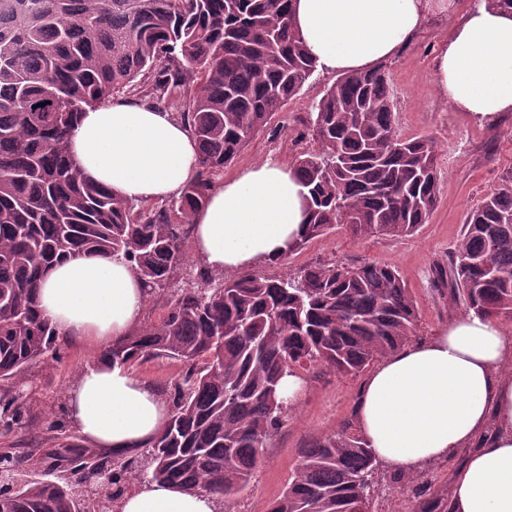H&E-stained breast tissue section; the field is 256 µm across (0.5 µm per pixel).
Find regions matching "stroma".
<instances>
[{"label":"stroma","mask_w":512,"mask_h":512,"mask_svg":"<svg viewBox=\"0 0 512 512\" xmlns=\"http://www.w3.org/2000/svg\"><path fill=\"white\" fill-rule=\"evenodd\" d=\"M447 2V7H432L417 37L384 64L390 77L399 135L427 138L437 154L443 189L428 224L402 238H358L346 226L339 225L285 260L255 268L256 273L279 277L318 262L373 261L395 266L418 309L414 331L418 339L435 335L452 317L465 313L464 304H449L447 294L439 291L434 267L447 263L468 214L503 176L512 173V112L482 121L471 113L455 111L437 90L433 77L435 56L471 0ZM336 80V74L315 71L299 97L225 167V177H233L270 154L291 164L302 152L313 150V142L301 136L302 121L309 106ZM95 353L94 345L69 343L61 362L41 361L30 366L21 391L32 413L40 416L66 402L75 390L80 368ZM362 381L359 374L317 369L303 372L302 391L281 428L268 441L248 488L236 502L237 512H262L268 501L283 492L295 466L297 448L311 437L334 432L351 415ZM467 455V449L462 448L450 460L424 466L415 471L414 482L408 484L401 480L398 470L378 465L368 512H412L418 499L452 486Z\"/></svg>","instance_id":"stroma-1"}]
</instances>
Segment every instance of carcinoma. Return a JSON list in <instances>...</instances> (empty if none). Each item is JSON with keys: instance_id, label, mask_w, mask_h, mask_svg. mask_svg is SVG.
<instances>
[{"instance_id": "obj_1", "label": "carcinoma", "mask_w": 512, "mask_h": 512, "mask_svg": "<svg viewBox=\"0 0 512 512\" xmlns=\"http://www.w3.org/2000/svg\"><path fill=\"white\" fill-rule=\"evenodd\" d=\"M316 62L295 32L291 0H0V420L36 421L15 391L24 371L62 361L59 333L38 291L56 261L123 255L151 292L174 288L165 313L106 352L135 367L166 358L186 370L165 389L171 407L146 463L115 459L75 436L62 415L35 455L0 450V512H107L131 480L200 490L235 512L267 440L288 409L286 376L363 372L409 342L416 304L385 264L326 263L297 273L225 280L202 270L180 281L189 226L215 179L297 99ZM186 93L176 118L198 146L199 175L170 204L147 206L89 181L69 153L79 115L119 93L149 104ZM318 149L294 166L307 188L304 235L293 253L336 224L356 237H404L427 223L442 188L432 142L396 130L381 67L345 74L303 120ZM450 302L512 318V174L468 217L448 267H435ZM288 486L266 512H367L360 479L378 465L356 415L298 449ZM112 469V492L87 482ZM44 466L49 478H32ZM413 512H450L448 491Z\"/></svg>"}]
</instances>
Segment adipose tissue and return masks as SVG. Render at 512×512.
<instances>
[{
    "mask_svg": "<svg viewBox=\"0 0 512 512\" xmlns=\"http://www.w3.org/2000/svg\"><path fill=\"white\" fill-rule=\"evenodd\" d=\"M431 0H293L294 26L324 72L368 71L421 30ZM440 95L457 111L490 120L512 112V14L471 5L434 61ZM70 154L113 195L143 201L180 193L199 172L195 139L170 113L125 97L86 108ZM306 188L293 166L268 156L215 184L194 214L191 247L207 270L278 263L304 232ZM149 294L120 256L83 254L53 265L39 306L69 343L91 342L100 358L81 368L66 404L69 424L94 447L129 457L168 422L160 391L102 353L139 324ZM359 429L385 465L407 472L472 453L451 490L452 512H512V331L475 313L384 358L364 380ZM117 512H221L201 491L144 481Z\"/></svg>",
    "mask_w": 512,
    "mask_h": 512,
    "instance_id": "adipose-tissue-1",
    "label": "adipose tissue"
}]
</instances>
